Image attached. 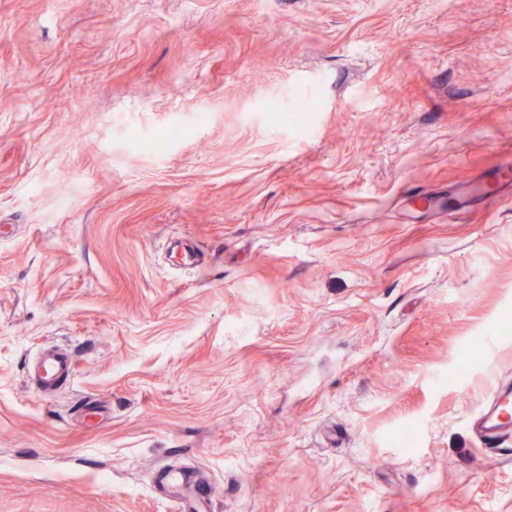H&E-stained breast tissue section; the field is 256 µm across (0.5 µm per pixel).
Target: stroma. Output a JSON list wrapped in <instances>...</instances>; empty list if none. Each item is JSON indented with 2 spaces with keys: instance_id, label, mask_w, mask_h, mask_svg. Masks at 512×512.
Instances as JSON below:
<instances>
[{
  "instance_id": "obj_1",
  "label": "stroma",
  "mask_w": 512,
  "mask_h": 512,
  "mask_svg": "<svg viewBox=\"0 0 512 512\" xmlns=\"http://www.w3.org/2000/svg\"><path fill=\"white\" fill-rule=\"evenodd\" d=\"M507 161L512 0H0V512H512ZM73 353L66 347L40 349L28 370L32 389L41 396H52L74 384ZM478 435L491 455H496L498 440L512 433V388L500 384L488 395V405L476 419ZM155 482L164 487L165 493L184 498L183 508L188 512H209L211 484L198 471L164 465L155 471Z\"/></svg>"
}]
</instances>
